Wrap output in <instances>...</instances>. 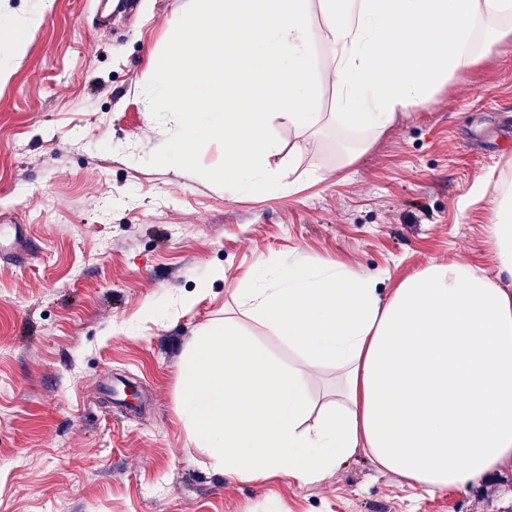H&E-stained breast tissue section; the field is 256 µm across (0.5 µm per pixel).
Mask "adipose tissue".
<instances>
[{"label":"adipose tissue","instance_id":"adipose-tissue-1","mask_svg":"<svg viewBox=\"0 0 512 512\" xmlns=\"http://www.w3.org/2000/svg\"><path fill=\"white\" fill-rule=\"evenodd\" d=\"M487 240L512 277V185L481 183ZM274 284L236 296L301 351L283 365L231 323L207 327L182 362L178 416L215 470L245 480H322L362 454L411 489L464 490L512 474V289L462 262L432 263L381 294L378 279L285 257ZM336 390L315 423L308 381ZM335 378L336 372L330 367L322 368L320 372L314 374L311 377L309 387L314 398L315 404L320 403L321 405V403L323 402V394L326 387L333 383L335 381ZM320 405L318 406L317 409L313 411L309 423H311L312 420L317 416Z\"/></svg>","mask_w":512,"mask_h":512}]
</instances>
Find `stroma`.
<instances>
[{"instance_id": "35a3bbf8", "label": "stroma", "mask_w": 512, "mask_h": 512, "mask_svg": "<svg viewBox=\"0 0 512 512\" xmlns=\"http://www.w3.org/2000/svg\"><path fill=\"white\" fill-rule=\"evenodd\" d=\"M188 4L54 0L24 55L0 46V219L30 241L0 261V512H512V476L416 496L361 455L313 485L242 481L177 415L182 355L212 321L302 362L233 294L273 282L279 258L339 261L385 291L431 262L495 275L493 213L468 199L512 183V37L380 134L337 126L323 87L316 128L275 133L281 186L232 193L146 163L176 124L144 88Z\"/></svg>"}]
</instances>
